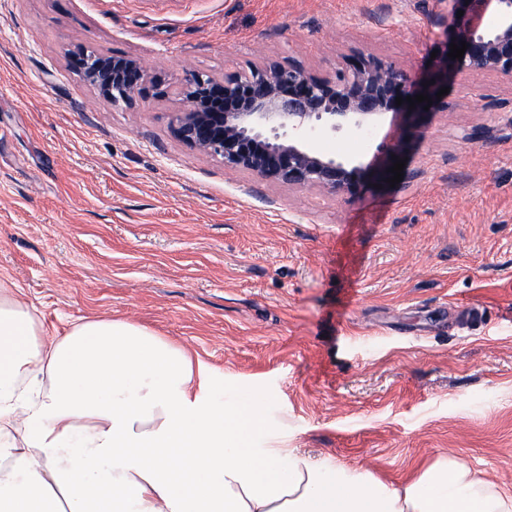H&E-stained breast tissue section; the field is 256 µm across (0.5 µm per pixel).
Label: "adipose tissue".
Returning a JSON list of instances; mask_svg holds the SVG:
<instances>
[{
    "label": "adipose tissue",
    "instance_id": "obj_1",
    "mask_svg": "<svg viewBox=\"0 0 512 512\" xmlns=\"http://www.w3.org/2000/svg\"><path fill=\"white\" fill-rule=\"evenodd\" d=\"M123 318L47 332L0 282V512H512V495L441 456L395 483L318 462L287 432L254 447L264 392Z\"/></svg>",
    "mask_w": 512,
    "mask_h": 512
}]
</instances>
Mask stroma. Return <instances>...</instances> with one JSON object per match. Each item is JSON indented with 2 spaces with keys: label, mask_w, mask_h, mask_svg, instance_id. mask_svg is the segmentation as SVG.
Here are the masks:
<instances>
[{
  "label": "stroma",
  "mask_w": 512,
  "mask_h": 512,
  "mask_svg": "<svg viewBox=\"0 0 512 512\" xmlns=\"http://www.w3.org/2000/svg\"><path fill=\"white\" fill-rule=\"evenodd\" d=\"M439 0H0V280L45 328L125 318L252 386L317 460L387 481L455 454L512 492V81L459 71L392 187L335 194L225 168L175 134L184 66L419 70ZM164 82L133 106L83 54ZM364 141L316 140L370 166ZM78 68L85 81L116 107L131 105L153 78L140 60L122 55H83Z\"/></svg>",
  "instance_id": "1"
}]
</instances>
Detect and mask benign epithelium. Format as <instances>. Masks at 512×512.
Returning a JSON list of instances; mask_svg holds the SVG:
<instances>
[{
	"label": "benign epithelium",
	"instance_id": "obj_1",
	"mask_svg": "<svg viewBox=\"0 0 512 512\" xmlns=\"http://www.w3.org/2000/svg\"><path fill=\"white\" fill-rule=\"evenodd\" d=\"M486 2L448 0L445 33L468 48L463 58L452 60L450 46H445L422 76L374 57H359L334 77L268 64L217 80L187 66L178 81L185 106L174 113L175 132L185 144L222 159L231 170L297 188L349 192L359 183L361 167L346 155L313 152V138L343 129L368 131L389 111L417 118L425 114L426 103L411 110L406 101L396 105V98L424 94L435 101L437 92L461 70L495 72L512 80V0H494L497 21L491 28L481 26ZM459 10L464 11L461 17ZM78 68L116 107L131 105L152 81L143 63L129 56L84 55ZM427 81L430 85L423 86ZM405 147L404 139L397 140L368 179L386 183L392 177V156H402Z\"/></svg>",
	"mask_w": 512,
	"mask_h": 512
}]
</instances>
